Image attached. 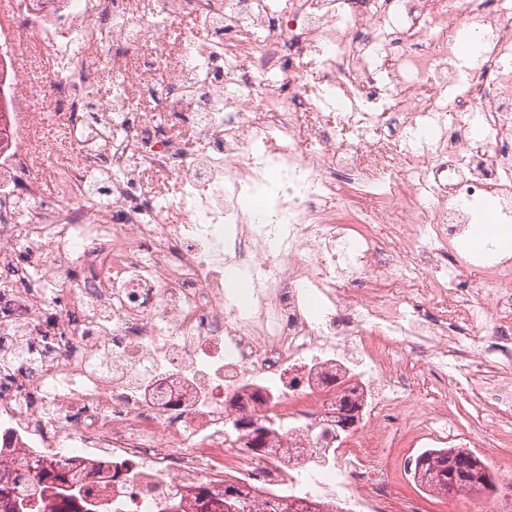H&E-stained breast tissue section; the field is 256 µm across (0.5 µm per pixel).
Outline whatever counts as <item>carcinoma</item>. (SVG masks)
<instances>
[{"label": "carcinoma", "mask_w": 512, "mask_h": 512, "mask_svg": "<svg viewBox=\"0 0 512 512\" xmlns=\"http://www.w3.org/2000/svg\"><path fill=\"white\" fill-rule=\"evenodd\" d=\"M358 398L346 395L337 408L336 431L347 432L357 418ZM487 467L481 458L466 448L429 449L414 460L412 475L416 483L432 494L446 495L453 491L475 490L482 487ZM53 491L58 500L57 512H95L94 505L82 500L67 473L60 468H40L33 482L24 477L9 483L0 480V512H32L31 496L38 489ZM223 512H247L242 492L234 485L224 486Z\"/></svg>", "instance_id": "obj_1"}]
</instances>
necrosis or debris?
<instances>
[{"instance_id":"4bbe7bcc","label":"necrosis or debris","mask_w":512,"mask_h":512,"mask_svg":"<svg viewBox=\"0 0 512 512\" xmlns=\"http://www.w3.org/2000/svg\"><path fill=\"white\" fill-rule=\"evenodd\" d=\"M488 194L512 213V0H20L0 335L43 353L0 383V471L63 467L98 512H197L229 483L386 512L383 434L459 435L422 410L430 376L457 364L490 436L512 418V257L454 247ZM357 402L358 398L355 395H345L343 399H341L340 404L337 408L336 415V434H340V431L347 432L353 426L356 418H357ZM338 420H342L338 422ZM345 424L344 427L341 424ZM348 426V427H347Z\"/></svg>"}]
</instances>
